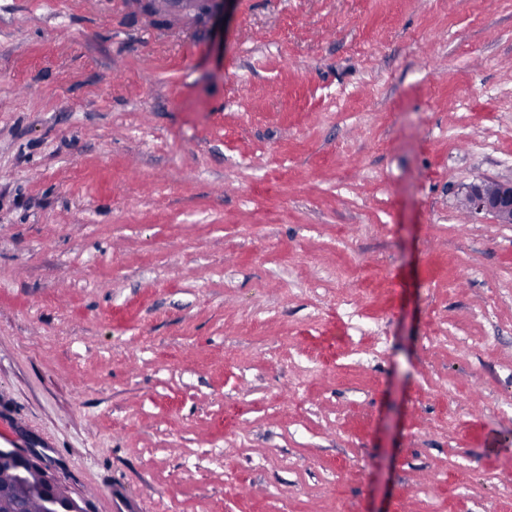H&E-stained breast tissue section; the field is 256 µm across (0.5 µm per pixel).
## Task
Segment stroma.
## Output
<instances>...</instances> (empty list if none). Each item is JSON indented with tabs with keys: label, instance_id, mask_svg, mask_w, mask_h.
Instances as JSON below:
<instances>
[{
	"label": "stroma",
	"instance_id": "obj_1",
	"mask_svg": "<svg viewBox=\"0 0 512 512\" xmlns=\"http://www.w3.org/2000/svg\"><path fill=\"white\" fill-rule=\"evenodd\" d=\"M0 0V422L88 512H512V0ZM238 0H168L167 18L184 21L194 32L211 37L224 28ZM459 194V207L466 213H485L495 223L512 224V181L484 179L464 185Z\"/></svg>",
	"mask_w": 512,
	"mask_h": 512
}]
</instances>
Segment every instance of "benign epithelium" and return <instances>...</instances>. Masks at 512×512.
Listing matches in <instances>:
<instances>
[{"mask_svg": "<svg viewBox=\"0 0 512 512\" xmlns=\"http://www.w3.org/2000/svg\"><path fill=\"white\" fill-rule=\"evenodd\" d=\"M237 0H167V17L185 22L194 32L208 37L224 28L231 17ZM156 0H139L136 13L144 22L158 25L159 14ZM459 207L470 215H491L497 224H512V181L502 182L484 179L464 185L460 190ZM0 461L16 472L20 490H0V504L20 497L42 501L45 512H86L84 499L68 489L61 494L58 487L62 480L56 468L45 457L29 448H3ZM40 472L41 479L32 484L27 480L30 471Z\"/></svg>", "mask_w": 512, "mask_h": 512, "instance_id": "benign-epithelium-1", "label": "benign epithelium"}]
</instances>
